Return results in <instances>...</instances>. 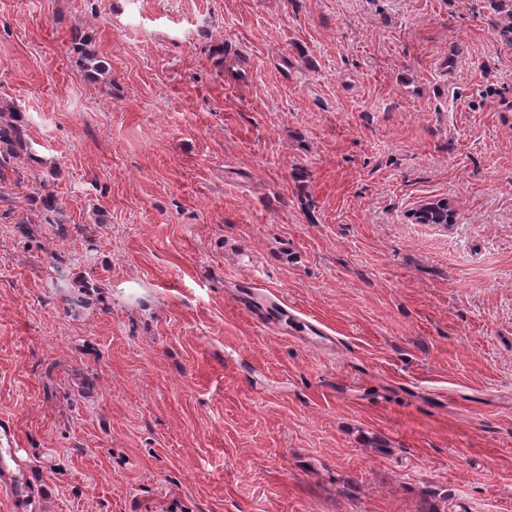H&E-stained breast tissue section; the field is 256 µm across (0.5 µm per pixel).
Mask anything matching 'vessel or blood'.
Listing matches in <instances>:
<instances>
[{
	"label": "vessel or blood",
	"mask_w": 512,
	"mask_h": 512,
	"mask_svg": "<svg viewBox=\"0 0 512 512\" xmlns=\"http://www.w3.org/2000/svg\"><path fill=\"white\" fill-rule=\"evenodd\" d=\"M241 286V305L260 326L271 329L285 325L290 332L303 333L331 344L335 343V336L319 323L299 316L263 279L251 275L242 281ZM26 455V449L20 448L17 443L13 423L1 419L0 492L7 494L11 512H29L31 498L26 486Z\"/></svg>",
	"instance_id": "1"
}]
</instances>
